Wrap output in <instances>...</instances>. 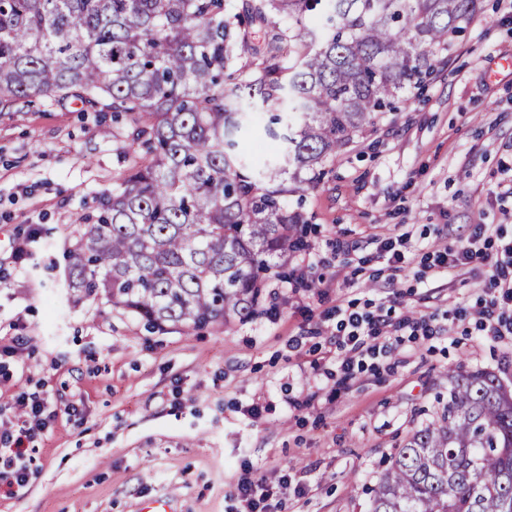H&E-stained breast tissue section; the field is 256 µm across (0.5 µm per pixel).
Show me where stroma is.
<instances>
[{"label":"stroma","mask_w":512,"mask_h":512,"mask_svg":"<svg viewBox=\"0 0 512 512\" xmlns=\"http://www.w3.org/2000/svg\"><path fill=\"white\" fill-rule=\"evenodd\" d=\"M131 133L76 102L0 116V421L24 417L23 392L52 412L29 484L0 490V512H139L156 497L174 512H231L247 470L273 485L305 478L282 512H369L365 486L433 417L449 368L512 387V337L485 336L472 317L448 325L482 296L480 280L426 271L473 225L512 237V0H482L425 87L328 161L319 184L288 195L308 246L267 279L264 313L224 332H150L66 284L78 219L131 163ZM405 232L407 268L393 275L380 241ZM392 291L432 335L341 381L329 312L352 301L380 314Z\"/></svg>","instance_id":"stroma-1"}]
</instances>
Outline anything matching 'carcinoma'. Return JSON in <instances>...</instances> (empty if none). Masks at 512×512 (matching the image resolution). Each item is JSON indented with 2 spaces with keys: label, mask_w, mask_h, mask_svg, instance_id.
I'll use <instances>...</instances> for the list:
<instances>
[{
  "label": "carcinoma",
  "mask_w": 512,
  "mask_h": 512,
  "mask_svg": "<svg viewBox=\"0 0 512 512\" xmlns=\"http://www.w3.org/2000/svg\"><path fill=\"white\" fill-rule=\"evenodd\" d=\"M479 0H0V115L76 101L129 117L139 155L82 217L67 284L152 329L257 313L304 246L303 195L378 113L425 85ZM266 29L261 45L249 25ZM227 78L233 87H224ZM268 114L273 153L241 149ZM293 185H288V179ZM448 399L395 447L370 512H512V391L448 370Z\"/></svg>",
  "instance_id": "carcinoma-1"
}]
</instances>
